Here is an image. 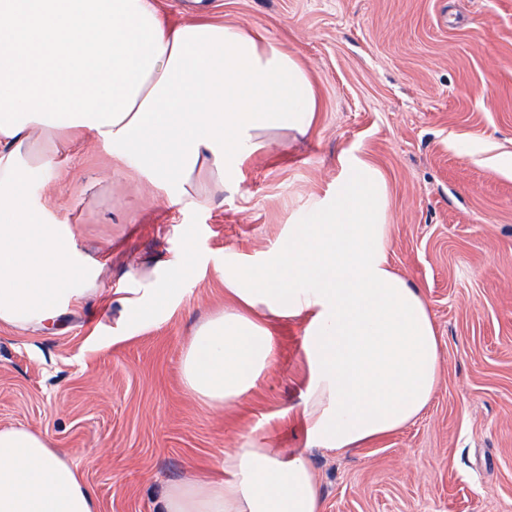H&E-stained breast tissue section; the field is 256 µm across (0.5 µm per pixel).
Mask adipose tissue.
<instances>
[{"label": "adipose tissue", "instance_id": "adipose-tissue-1", "mask_svg": "<svg viewBox=\"0 0 512 512\" xmlns=\"http://www.w3.org/2000/svg\"><path fill=\"white\" fill-rule=\"evenodd\" d=\"M318 121L300 60L257 29L212 12L171 24L159 0H0V325L47 329L97 293L94 263L55 199H24L34 174L55 181L57 147L101 144L113 174L152 178L185 210L234 191L232 173L286 133ZM393 226L382 176L349 163L333 196L284 225L271 247L224 251V306L184 347L188 391L222 407L274 363L272 328L302 325L303 449L246 440L220 478L171 484L158 512H322L307 449L347 453L395 433L428 405L442 352L419 288L389 262ZM199 258L191 240L129 271L114 289L112 339L158 326ZM81 473L42 435L0 427V512H97Z\"/></svg>", "mask_w": 512, "mask_h": 512}]
</instances>
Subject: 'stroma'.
Instances as JSON below:
<instances>
[{"mask_svg":"<svg viewBox=\"0 0 512 512\" xmlns=\"http://www.w3.org/2000/svg\"><path fill=\"white\" fill-rule=\"evenodd\" d=\"M300 58L320 112L242 167L236 192L178 211L101 145L69 149L53 219L97 259L100 287L181 244L203 264L269 247L341 174L377 168L389 190L393 266L421 289L442 348L433 398L403 430L348 454L308 450L323 512H512V0H209ZM158 327L122 342L89 301L49 332L0 327V427L46 436L100 512H155L173 483L219 474L248 438L305 446L282 418L300 400L301 329L275 326L276 361L235 404L208 408L181 380L195 325L224 305L204 272Z\"/></svg>","mask_w":512,"mask_h":512,"instance_id":"obj_1","label":"stroma"}]
</instances>
